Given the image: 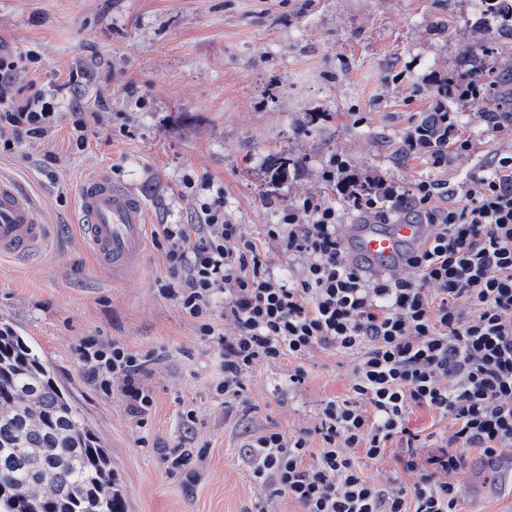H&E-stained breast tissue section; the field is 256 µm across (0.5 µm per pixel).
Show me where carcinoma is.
Returning a JSON list of instances; mask_svg holds the SVG:
<instances>
[{
    "label": "carcinoma",
    "mask_w": 512,
    "mask_h": 512,
    "mask_svg": "<svg viewBox=\"0 0 512 512\" xmlns=\"http://www.w3.org/2000/svg\"><path fill=\"white\" fill-rule=\"evenodd\" d=\"M483 21L512 34V0H479ZM489 49L465 57V76L487 78ZM464 83L433 82L435 111L418 125L421 142L444 141L440 113L448 111ZM299 164L284 158L269 170V184L285 181ZM0 512H125L107 449L55 379L30 341L0 323Z\"/></svg>",
    "instance_id": "1"
}]
</instances>
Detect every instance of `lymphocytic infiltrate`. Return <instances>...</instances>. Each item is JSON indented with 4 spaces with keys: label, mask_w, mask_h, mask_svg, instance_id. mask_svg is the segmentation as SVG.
<instances>
[{
    "label": "lymphocytic infiltrate",
    "mask_w": 512,
    "mask_h": 512,
    "mask_svg": "<svg viewBox=\"0 0 512 512\" xmlns=\"http://www.w3.org/2000/svg\"><path fill=\"white\" fill-rule=\"evenodd\" d=\"M39 57L34 49L21 59L0 52V154L53 129L40 88L22 99L11 93L23 64ZM348 170L336 156L322 171L348 211L386 224L391 200L409 207L413 222L431 225L407 262L412 276L351 265L338 210L307 194L284 205L266 230L284 255L304 261L299 279L284 281L241 225L226 219L219 188L201 203L200 223L154 229L174 276L159 291L217 344L215 390L224 396L239 395L262 361L297 360L316 348L358 355L351 396L326 401L313 431L288 437L269 430L249 443L245 460L260 487L304 512H459L453 477L465 450L481 449L492 460L512 450V153L475 173L460 199L445 206L442 183L420 179L402 192L386 185L361 192L347 189ZM222 320L233 335L221 333ZM76 351L91 383L120 384L131 411L150 406L136 354L96 336L83 337ZM423 407L452 422L450 437L432 452L407 426ZM315 435L321 446L309 464ZM395 440L404 471L417 477L407 491H387L355 458L360 452L378 460Z\"/></svg>",
    "instance_id": "obj_1"
}]
</instances>
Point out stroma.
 I'll return each mask as SVG.
<instances>
[{"instance_id": "1", "label": "stroma", "mask_w": 512, "mask_h": 512, "mask_svg": "<svg viewBox=\"0 0 512 512\" xmlns=\"http://www.w3.org/2000/svg\"><path fill=\"white\" fill-rule=\"evenodd\" d=\"M479 23L478 0H0V50L41 57L19 71L17 88L37 85L57 112L43 142L0 156V176L30 192L47 226L40 258H0V323L30 340L101 437L126 512H253L262 490L245 445L267 430H311L325 400L351 396L358 358L318 348L299 362H260L239 396L217 394L216 346L159 292L171 275L164 249L148 245L122 276L99 265L77 227L79 182L110 171L143 198L154 225L195 223L183 179L210 180L224 189L226 217L264 240L276 274L296 279L300 261L265 230L299 196L335 200L320 179L332 156L395 185L428 178L453 189L512 151V119L499 132L486 120L504 102L499 83L487 105L450 106L473 140L469 154L441 170L425 151L400 155L435 107L428 74L461 75ZM78 100L88 126L81 150L72 141ZM288 156L302 167L270 191L269 164ZM85 336L148 356L139 376L147 411H130L119 386L87 380L75 355ZM298 365L305 377L295 384ZM177 448L189 461L171 473ZM399 448L362 462L394 491L415 480ZM465 456L454 477L460 512H512V467L485 468L477 448Z\"/></svg>"}]
</instances>
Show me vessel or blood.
Wrapping results in <instances>:
<instances>
[{"label": "vessel or blood", "mask_w": 512, "mask_h": 512, "mask_svg": "<svg viewBox=\"0 0 512 512\" xmlns=\"http://www.w3.org/2000/svg\"><path fill=\"white\" fill-rule=\"evenodd\" d=\"M77 209L90 250L116 270L138 266L147 242V207L133 190L101 171L80 181ZM431 233L426 224L399 220L391 224L348 225L344 252L348 261L372 273L403 269L405 255ZM45 239L29 194L16 182L0 178V257L24 260Z\"/></svg>", "instance_id": "vessel-or-blood-1"}]
</instances>
